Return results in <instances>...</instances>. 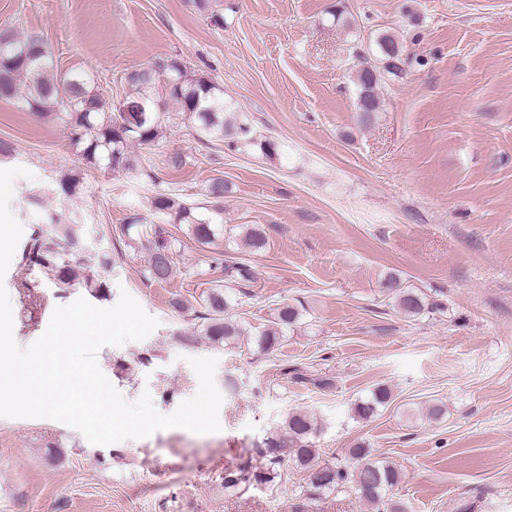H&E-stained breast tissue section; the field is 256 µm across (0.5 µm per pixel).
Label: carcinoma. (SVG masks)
I'll return each instance as SVG.
<instances>
[{
    "label": "carcinoma",
    "mask_w": 512,
    "mask_h": 512,
    "mask_svg": "<svg viewBox=\"0 0 512 512\" xmlns=\"http://www.w3.org/2000/svg\"><path fill=\"white\" fill-rule=\"evenodd\" d=\"M379 65L357 71L360 88L358 107L362 112L377 111L380 89L390 78L400 77L409 67L410 58L404 45L394 34L384 31L375 39ZM125 81L130 92L124 96L126 113L115 104L107 103L91 85L83 71L53 72V62L43 40L38 36L20 38L9 29L0 30V99H9L25 90V105L39 112L50 104L58 109L69 125L70 146L81 164L103 166L117 172H129L150 160L136 159L133 144L151 147L163 135L161 107L172 101L192 124L199 138L205 141H229L232 149H257L268 158L276 156L280 145L272 139L255 136L247 116L231 122L225 114L232 105L224 99V90L207 77L187 71L173 57H159L145 67L128 73ZM228 186L221 179L213 180L206 196L213 206L202 212L172 194L158 193L151 199V208L163 215L169 224H185L189 235L199 243L213 242L224 233V209L220 202ZM127 246L143 250L145 279L163 283L174 273L173 254L180 240L160 224H143L135 217L120 228ZM66 247L43 232L33 233L23 249V259L38 268L57 288L75 285L71 265L74 253L83 248L82 239L73 228L63 234ZM251 268L231 260L224 261V283L210 289L203 300L204 312L199 335L215 346H226L244 339L238 322L232 315L236 298L235 287L252 279ZM81 284L92 295H105L107 284L91 271ZM399 305L408 316L423 310L422 297L405 291ZM301 311L292 305L279 308L274 321L254 338L257 347L269 351L278 346L288 331L301 320ZM391 400V392L379 386L370 398L359 400L352 408L353 417L368 420L379 407ZM318 427L313 417L302 412L288 414L282 425L274 428L264 439L259 455L266 467L249 471L245 467L224 471V491L236 493L253 482L272 483L280 477V467L287 460L307 475V491L312 497L350 481L359 499L369 506H383L384 512H405V504L393 499L392 490L400 481V473L392 464L374 458L371 451L358 444L350 449L357 466L353 473L318 461L314 438Z\"/></svg>",
    "instance_id": "cac0c4a2"
}]
</instances>
